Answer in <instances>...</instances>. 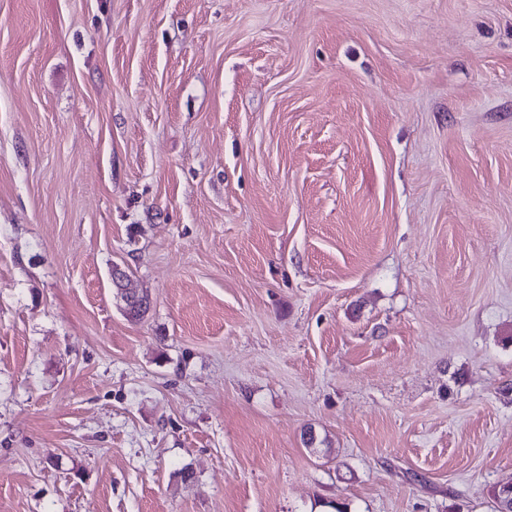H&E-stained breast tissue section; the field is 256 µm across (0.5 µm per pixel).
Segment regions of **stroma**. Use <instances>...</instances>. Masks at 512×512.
Here are the masks:
<instances>
[{"mask_svg":"<svg viewBox=\"0 0 512 512\" xmlns=\"http://www.w3.org/2000/svg\"><path fill=\"white\" fill-rule=\"evenodd\" d=\"M510 479L512 0H0V512Z\"/></svg>","mask_w":512,"mask_h":512,"instance_id":"35a3bbf8","label":"stroma"}]
</instances>
